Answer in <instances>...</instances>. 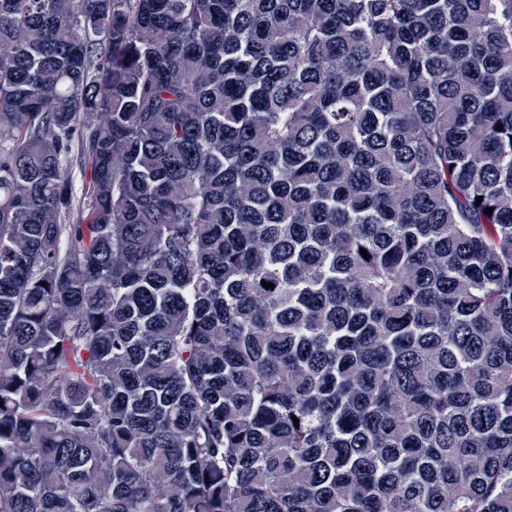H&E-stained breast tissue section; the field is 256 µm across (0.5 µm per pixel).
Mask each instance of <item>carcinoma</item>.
Instances as JSON below:
<instances>
[{"label":"carcinoma","mask_w":512,"mask_h":512,"mask_svg":"<svg viewBox=\"0 0 512 512\" xmlns=\"http://www.w3.org/2000/svg\"><path fill=\"white\" fill-rule=\"evenodd\" d=\"M0 400V512H512V0H0Z\"/></svg>","instance_id":"cac0c4a2"}]
</instances>
